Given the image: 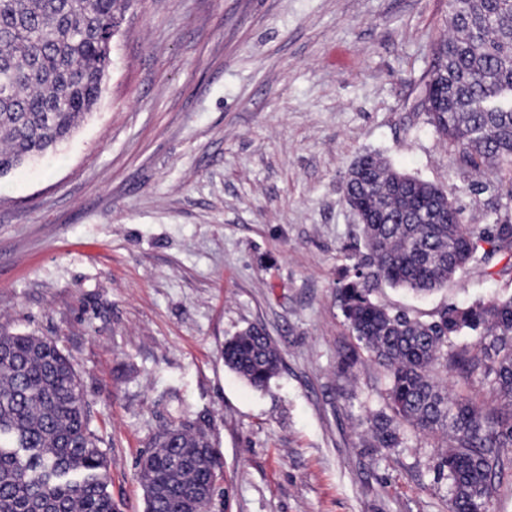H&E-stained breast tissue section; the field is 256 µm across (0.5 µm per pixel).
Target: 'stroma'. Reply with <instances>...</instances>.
Returning a JSON list of instances; mask_svg holds the SVG:
<instances>
[{
  "instance_id": "1",
  "label": "stroma",
  "mask_w": 512,
  "mask_h": 512,
  "mask_svg": "<svg viewBox=\"0 0 512 512\" xmlns=\"http://www.w3.org/2000/svg\"><path fill=\"white\" fill-rule=\"evenodd\" d=\"M447 18V0H134L97 109L0 178V333L70 359L117 512H145L139 455L182 421L221 457L215 512H448L438 440L363 445L384 369L340 375L355 340L336 301L363 249L342 188L364 153L464 223L512 224V173L462 164L420 106ZM503 264L377 298L428 320L512 294ZM253 325L283 353L263 391L222 355Z\"/></svg>"
}]
</instances>
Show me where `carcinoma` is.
I'll list each match as a JSON object with an SVG mask.
<instances>
[{
	"instance_id": "cac0c4a2",
	"label": "carcinoma",
	"mask_w": 512,
	"mask_h": 512,
	"mask_svg": "<svg viewBox=\"0 0 512 512\" xmlns=\"http://www.w3.org/2000/svg\"><path fill=\"white\" fill-rule=\"evenodd\" d=\"M133 0H0V176L57 151L97 106L112 39ZM449 33L435 42L421 104L461 159L512 167V0H448ZM363 219L365 252L337 300L356 340L340 372L366 356L386 370L383 404L369 412L373 447L407 430L441 438L435 478L450 512H471L512 477V295L448 304L430 320L376 299L382 285L417 294L448 286L468 264L512 257V224L476 229L448 194L361 155L343 190ZM490 250L478 254L480 243ZM476 338L473 347L458 338ZM283 357L252 326L224 343V365L265 389ZM477 378L500 399L485 410L451 394L441 376ZM76 372L55 341L0 334V512H116L107 460ZM146 512H200L219 493V453L207 432L164 429L138 462Z\"/></svg>"
}]
</instances>
